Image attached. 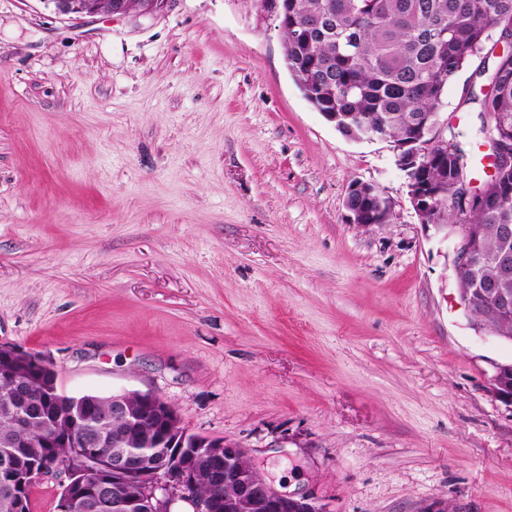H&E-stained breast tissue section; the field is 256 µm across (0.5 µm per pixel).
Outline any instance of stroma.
<instances>
[{"mask_svg":"<svg viewBox=\"0 0 512 512\" xmlns=\"http://www.w3.org/2000/svg\"><path fill=\"white\" fill-rule=\"evenodd\" d=\"M463 72L440 110L490 174ZM390 223L351 224L350 183ZM389 143L290 73L258 0L75 18L0 0V343L152 391L321 512H512V341L461 301Z\"/></svg>","mask_w":512,"mask_h":512,"instance_id":"obj_1","label":"stroma"}]
</instances>
